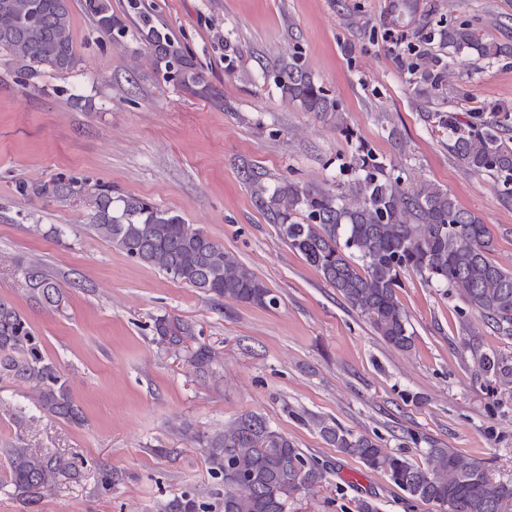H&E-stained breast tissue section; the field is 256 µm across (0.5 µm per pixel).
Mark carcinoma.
<instances>
[{"label":"carcinoma","instance_id":"cac0c4a2","mask_svg":"<svg viewBox=\"0 0 512 512\" xmlns=\"http://www.w3.org/2000/svg\"><path fill=\"white\" fill-rule=\"evenodd\" d=\"M82 6L97 31L122 44L128 29L112 14L109 0H83ZM71 8L72 0H0V57L25 76L34 65L59 74L73 71L80 58ZM389 13L393 24L406 22L417 38L398 55L400 69L430 98L448 99V69L455 61L472 58L493 64L512 56L511 46L483 33L479 18L447 14L439 0H389ZM126 15L145 41L147 61L164 82L209 90L185 46L145 0H127ZM273 83L285 101L335 121L338 129L343 126L341 103L314 80L300 52L280 61ZM422 117L448 134V148L459 162L474 173L496 178L503 199H512V137L505 136L512 121L508 106L489 113L474 109L466 120L439 107ZM348 168L356 178L332 189L293 180L272 188L259 168L245 162L241 173L256 206L278 226L288 246L391 346H412L409 319L397 297L404 269L458 295L465 305L460 317L476 313L498 334L512 337V270L489 257L493 240L480 218L434 184L405 186L403 177L369 149L361 150ZM32 194L79 198L98 236L207 296L267 309L279 304L234 253L173 211L135 195L114 197L103 185L77 179L60 178L33 188ZM17 275L44 308L59 306L60 285L41 266H21ZM154 332L160 342L177 350L195 336L191 323L166 318L155 319ZM477 367L512 389V359L483 353ZM0 377L28 385L31 399L50 416L75 425L84 421L66 379L45 354L41 337L3 300ZM321 432L342 452L382 471L414 501L433 503L441 512H512V482L492 479L479 462L461 454L429 448L424 463L417 464L339 425H324ZM194 439L204 448L210 476L224 486V512H286L290 495L325 479V468L255 413L242 415L220 433H196ZM76 474L74 455L49 456L22 445L5 451L4 484L26 508L51 493L60 479ZM165 509L207 512L205 504L186 496L172 499Z\"/></svg>","mask_w":512,"mask_h":512}]
</instances>
